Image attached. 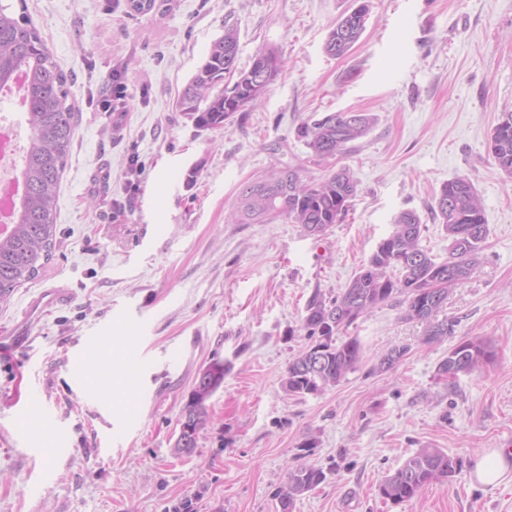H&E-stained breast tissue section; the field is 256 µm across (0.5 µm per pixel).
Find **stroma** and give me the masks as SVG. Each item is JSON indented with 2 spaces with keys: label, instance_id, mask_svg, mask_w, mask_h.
Wrapping results in <instances>:
<instances>
[{
  "label": "stroma",
  "instance_id": "35a3bbf8",
  "mask_svg": "<svg viewBox=\"0 0 512 512\" xmlns=\"http://www.w3.org/2000/svg\"><path fill=\"white\" fill-rule=\"evenodd\" d=\"M0 1L28 13L71 74L78 113L53 256L0 302V512H280L301 463L326 479L293 512H512V481L484 487L472 475L484 452L512 443V178L487 150L512 112V0H369L365 32L338 58L324 43L355 0H155L143 14L129 0ZM228 22L238 68L273 47L282 69L244 117L202 130L175 100ZM339 111L374 119L345 158L357 193L342 223L320 236L283 219L234 223L241 185L271 168L324 176L296 129ZM457 178L473 183L489 235L474 273L448 293L454 335L425 342L423 323L382 303L348 330L363 345L354 371L289 395L311 293L338 295L408 210L422 246L446 260L432 205ZM54 288L67 300L31 314ZM116 336L136 369L132 429L102 392L74 385L67 363L85 347L99 366ZM474 337L493 357L439 379L449 348ZM394 348L403 357L380 369ZM214 359L229 371L196 447L177 453L178 418ZM34 388L53 412L37 428L64 433L67 453L13 436ZM112 430L121 440L98 448ZM422 448L453 457L455 474L409 501L383 499L379 483Z\"/></svg>",
  "mask_w": 512,
  "mask_h": 512
}]
</instances>
